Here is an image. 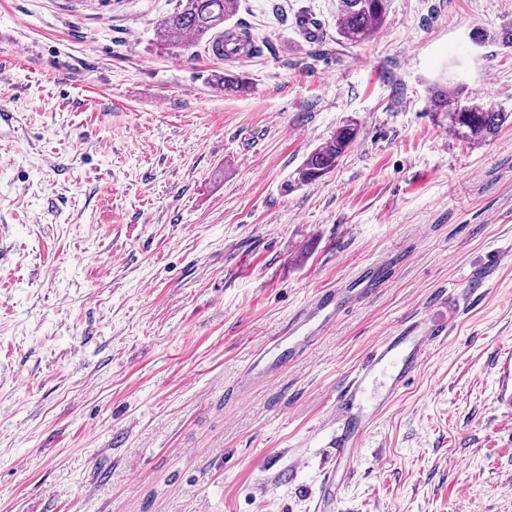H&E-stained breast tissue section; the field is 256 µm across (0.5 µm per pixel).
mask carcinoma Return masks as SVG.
Returning a JSON list of instances; mask_svg holds the SVG:
<instances>
[{
	"instance_id": "carcinoma-1",
	"label": "carcinoma",
	"mask_w": 512,
	"mask_h": 512,
	"mask_svg": "<svg viewBox=\"0 0 512 512\" xmlns=\"http://www.w3.org/2000/svg\"><path fill=\"white\" fill-rule=\"evenodd\" d=\"M239 0H177L173 13L155 24L157 38L174 47L189 41L211 39L224 30V41L246 46V53L256 51L248 35H237L225 28L237 11ZM389 0H339L337 35L350 44H362L374 36L386 20ZM430 109L448 119V126L465 140H487L494 137L509 118L466 96L461 89H433ZM358 134L356 124H348L322 146L311 152L298 170V182L310 183L330 173L338 160L353 145Z\"/></svg>"
}]
</instances>
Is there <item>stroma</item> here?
Returning a JSON list of instances; mask_svg holds the SVG:
<instances>
[{
    "label": "stroma",
    "mask_w": 512,
    "mask_h": 512,
    "mask_svg": "<svg viewBox=\"0 0 512 512\" xmlns=\"http://www.w3.org/2000/svg\"><path fill=\"white\" fill-rule=\"evenodd\" d=\"M176 4L0 0V512H322L336 390L416 320L450 330L331 512H512V122L429 107L512 112V0H390L360 45L338 0H239L231 58L160 42ZM328 288L363 298L245 386ZM430 109L448 119V126L465 140H487L494 137L509 118L508 112H498L466 96L460 88L448 92L445 87L434 88ZM355 123L342 127L322 146L311 152L298 170V182L310 183L330 173L338 160L353 145L358 129ZM287 357L281 359L269 360L268 352H259L253 359L249 369L248 377L252 383H260L266 379L269 372L278 370Z\"/></svg>",
    "instance_id": "35a3bbf8"
}]
</instances>
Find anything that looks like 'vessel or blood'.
Masks as SVG:
<instances>
[{"label": "vessel or blood", "instance_id": "obj_1", "mask_svg": "<svg viewBox=\"0 0 512 512\" xmlns=\"http://www.w3.org/2000/svg\"><path fill=\"white\" fill-rule=\"evenodd\" d=\"M353 301L352 295L331 289L324 291L288 332L289 356H296L315 335L323 333ZM441 335V329L425 323L405 326L373 349L356 376L343 387L339 404L347 417L338 427L334 458L344 474H353L358 442L383 406L396 399L420 370L429 348ZM281 365V360L269 359L267 352H259L248 369V377L251 382H262ZM380 375L385 376L386 383L380 397L375 398L369 393V385Z\"/></svg>", "mask_w": 512, "mask_h": 512}]
</instances>
